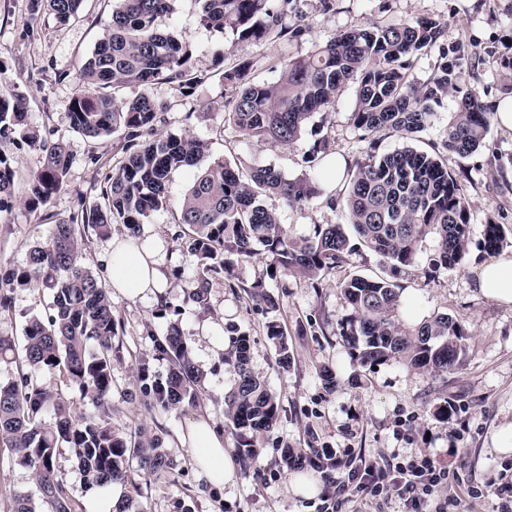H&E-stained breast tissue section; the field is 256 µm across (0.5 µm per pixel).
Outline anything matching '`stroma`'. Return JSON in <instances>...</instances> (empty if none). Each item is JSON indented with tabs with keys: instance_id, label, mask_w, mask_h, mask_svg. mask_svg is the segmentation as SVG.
<instances>
[{
	"instance_id": "1",
	"label": "stroma",
	"mask_w": 512,
	"mask_h": 512,
	"mask_svg": "<svg viewBox=\"0 0 512 512\" xmlns=\"http://www.w3.org/2000/svg\"><path fill=\"white\" fill-rule=\"evenodd\" d=\"M511 1L335 0L333 9L324 13L318 0H297L299 14L311 26L301 41L269 38L237 44L231 34L202 22L198 0H176L159 26L189 46L193 63L208 78L186 96L166 83L146 90L164 107L158 132L200 140L207 144L210 157L272 167L290 179L308 173L306 158L323 138L329 155L357 161L367 142L351 121L355 86L346 88L333 111L315 113L298 140L281 146L247 139L225 122L223 67L247 60L252 64L251 79L274 83L281 75V60L310 54L330 35L374 21L426 17L440 22L443 34L438 46L419 55L414 76L429 78L446 49L461 48L483 57V64L460 70L458 84L479 91L492 110L497 102L512 98V12L506 9ZM116 4L117 0H84L76 17L62 24L49 11H33L31 0H0V94L24 93L28 123L46 131L49 139L63 142L71 157L62 187L46 206L33 210L25 204L28 180L41 169L43 155L20 141L0 143L15 171L11 205L0 210L2 268L24 266L28 248L49 238L55 220L98 202L106 172L123 157L115 138H85L73 129L69 114L78 88L76 77ZM455 109V96H448L434 106L426 130L414 142L390 133L377 145L381 154L409 143L441 154L468 203L470 243L462 262L431 267L427 257L434 246L429 243L419 266L395 276L416 318L446 313L466 332L464 362L445 379L397 360L371 368L353 359L339 334L340 321L351 313L339 284L353 274L391 276L388 265L360 244L346 265L324 273L316 285L271 274L267 255L257 254L239 264L232 278L212 275L209 308L199 310L188 299L197 286L198 267L177 238L181 226L175 209L195 172L186 169L173 175L171 207L155 212L141 232L164 247L166 301L177 309L181 333L207 377L196 404L176 409L150 405L137 390L138 376L144 366L152 375L166 376L169 362L159 357L154 340L165 333L168 322L157 317L156 303L112 293L120 321V355L112 360V428L123 432L142 428L160 436L174 462L172 470L158 477L130 469L143 512H317L319 497L305 498L291 489L290 472L282 465L287 448H332L366 459L422 449L440 466L484 490L503 464H512V453L499 454L493 445L497 429L512 422V306L482 296L474 286L477 269L489 258L481 246L485 224L502 225L512 242V131L491 125L485 147L459 156L443 147ZM272 206L281 223L298 237L312 233L315 225L345 221L340 209L328 207L320 197L306 206L290 207L277 200ZM258 283L279 297V309H267L247 296V288ZM12 298L11 311L0 314V336L18 342L26 321L44 315L50 294L43 288H18ZM271 321L286 330L290 366L280 364L266 335ZM235 329L249 334L252 367L280 404L274 429L252 439L260 464L250 468L241 458L242 440L229 431L224 412V393L234 370L215 347L216 342H228ZM325 367L336 374L335 391L323 387L320 372ZM29 376L34 384L70 401L75 415L94 413L89 399L58 370L36 369ZM444 403L451 411L443 420L437 409ZM205 415L223 429L224 448L234 468L233 479L221 486L198 473L190 448L181 442L188 421ZM54 467L83 512H93L102 490L86 484L71 449H58ZM36 492L29 467L15 452L0 446V512H8L13 494ZM496 504V497L485 490L482 497L464 499L461 512H494Z\"/></svg>"
}]
</instances>
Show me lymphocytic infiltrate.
Returning a JSON list of instances; mask_svg holds the SVG:
<instances>
[{
  "label": "lymphocytic infiltrate",
  "instance_id": "lymphocytic-infiltrate-1",
  "mask_svg": "<svg viewBox=\"0 0 512 512\" xmlns=\"http://www.w3.org/2000/svg\"><path fill=\"white\" fill-rule=\"evenodd\" d=\"M315 468L328 476L321 496V512H338L343 500L398 499L405 512H448L452 475L430 453L384 456L380 460H352L321 450Z\"/></svg>",
  "mask_w": 512,
  "mask_h": 512
}]
</instances>
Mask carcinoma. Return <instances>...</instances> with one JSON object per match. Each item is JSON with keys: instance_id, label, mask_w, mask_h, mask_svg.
<instances>
[{"instance_id": "1", "label": "carcinoma", "mask_w": 512, "mask_h": 512, "mask_svg": "<svg viewBox=\"0 0 512 512\" xmlns=\"http://www.w3.org/2000/svg\"><path fill=\"white\" fill-rule=\"evenodd\" d=\"M111 21L85 62L77 82L102 89L129 84L147 87L159 81L185 93L203 82L192 51L176 36L161 30L158 19L173 10L175 0H118ZM201 20L236 41L267 37L299 41L309 31L302 16L286 22L293 0H201ZM82 0H33L34 7L50 11L65 22ZM443 29L429 18L399 22L376 21L365 27L326 38L307 56L291 59L274 84L258 83L242 63L222 73L224 97L230 105L225 117L247 138L288 146L300 137L316 112L334 108L349 84L357 86L353 124L369 145L374 136L393 131L412 139L432 115V105L455 93L456 111L448 123L444 148L469 156L486 144L492 113L479 92L459 88L456 69L463 58L443 54L434 75L420 82L411 77L414 59L437 44ZM163 106L143 93L128 103L107 94L78 92L72 99V127L89 139L123 135L122 164L106 177L101 200L53 224L50 237L29 247L26 264L0 274V313L12 308L11 292L40 285L51 292L45 315L30 318L23 344L16 347L0 338V362L20 369L56 368L95 404L96 412L74 415L71 404L34 383L28 374L0 382V443L21 455L31 469L39 499L13 497L10 512H79L64 481L55 473L57 449L67 447L78 461L85 482L104 487L129 480V461L137 460L148 475L160 476L172 462L155 435L112 430V358L119 353L113 340L120 323L108 288L80 263L88 231L107 236L115 224L139 237L141 225L169 202L172 175L196 167L208 156L207 145L174 134H156ZM26 98L21 93L0 95V141L18 136L44 153L42 168L30 180L28 207L46 205L63 184L70 167L65 145L51 141L27 124ZM328 140L322 139L308 158L309 168L322 171ZM14 171L0 150V209L12 199ZM320 191L309 176L287 179L272 167L214 159L197 174L179 205L177 238L195 257L200 281L191 300L208 307L207 277L222 272L232 276L235 266L256 255L257 248L271 258V267L291 277L319 282L322 273L343 266L350 253L349 236L341 224L317 225L312 234L297 238L280 223L279 199L288 206L310 203ZM340 207L346 224L362 244L397 273L417 265L424 241L436 242L430 263L451 267L465 257L470 216L458 184L439 156L406 146L378 155L369 150L346 167L325 199ZM507 244L500 224L484 227L483 249L494 253ZM352 313L340 323L354 359L362 366L400 360L407 366L446 376L461 365L466 352L465 332L452 316L440 313L409 325L401 313L400 288L388 278L352 275L340 283ZM267 336L279 352V363L290 364L284 330L272 321ZM156 349L169 362L164 380L147 370L139 376L140 392L164 408L198 399L204 371L193 361L176 322L169 321L166 336L155 339ZM227 361L235 377L224 395L225 415L241 438L266 432L277 424L279 403L252 369L249 336L230 337ZM52 408L54 423L43 415Z\"/></svg>"}]
</instances>
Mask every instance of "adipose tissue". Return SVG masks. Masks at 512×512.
I'll return each mask as SVG.
<instances>
[{"label":"adipose tissue","instance_id":"1","mask_svg":"<svg viewBox=\"0 0 512 512\" xmlns=\"http://www.w3.org/2000/svg\"><path fill=\"white\" fill-rule=\"evenodd\" d=\"M160 264L161 251L152 238H145L140 252L133 249L130 238H113L106 255L107 285L130 299L160 294ZM475 284L486 298L512 305V254L505 252L486 261L476 273ZM183 441L191 448L196 466L213 484L230 479L224 439L208 418L190 420Z\"/></svg>","mask_w":512,"mask_h":512}]
</instances>
